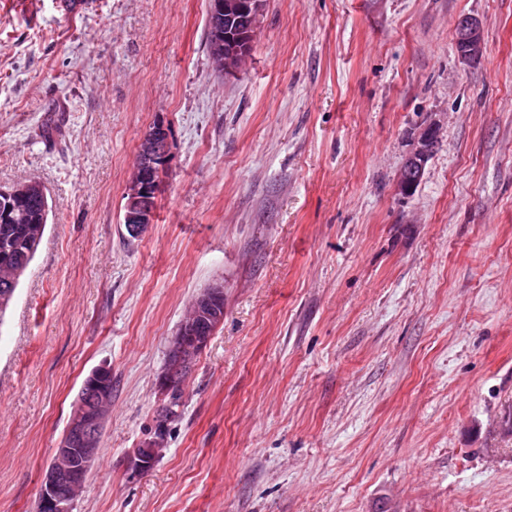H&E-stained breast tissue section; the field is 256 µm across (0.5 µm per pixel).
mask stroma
Listing matches in <instances>:
<instances>
[{
    "mask_svg": "<svg viewBox=\"0 0 512 512\" xmlns=\"http://www.w3.org/2000/svg\"><path fill=\"white\" fill-rule=\"evenodd\" d=\"M208 28L207 0H0V188L52 206L0 319V512H37L103 364L73 512H512V0H265L230 80ZM160 121L165 189L133 239L123 192ZM216 287L138 473L171 342ZM456 47L458 57L464 62H474L480 57L483 45L481 23L472 17H463L457 24ZM435 123L423 126L413 137L412 148L406 155L398 179V191L406 195L421 180L425 166L437 143ZM222 299L223 288H211L192 302L169 349V361H176L178 368L188 370L192 367L194 357L206 346L214 332L213 326L222 321ZM111 377L112 369L107 366L98 367L86 377V394L74 405L66 433L54 450L41 484L42 512H71L75 495L85 488L99 451V437L106 419L105 403L108 398L107 406L112 402Z\"/></svg>",
    "mask_w": 512,
    "mask_h": 512,
    "instance_id": "35a3bbf8",
    "label": "stroma"
}]
</instances>
